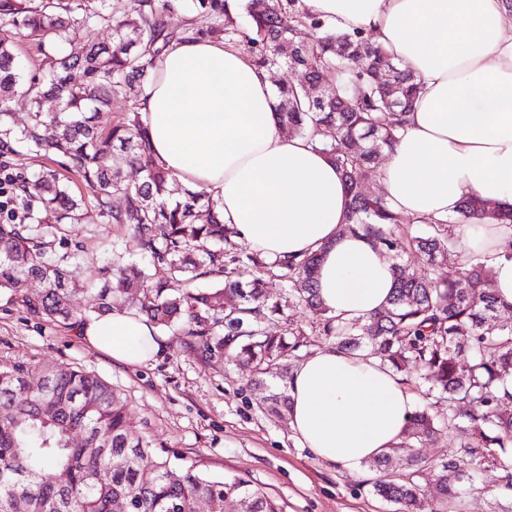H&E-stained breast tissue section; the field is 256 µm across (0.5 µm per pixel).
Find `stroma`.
<instances>
[{"label":"stroma","mask_w":512,"mask_h":512,"mask_svg":"<svg viewBox=\"0 0 512 512\" xmlns=\"http://www.w3.org/2000/svg\"><path fill=\"white\" fill-rule=\"evenodd\" d=\"M75 232L86 270L104 263L106 243L129 256L137 253L125 228L103 218ZM17 362L63 363L97 373L126 397L133 434L195 459L205 473L250 480L276 498L283 512L396 510L373 493L374 471L347 473L303 448L288 419L269 420L247 387L249 371L223 359L202 364L179 337L167 336L164 351L147 365L118 364L84 343L76 325L33 319L16 296L4 292L0 366ZM462 499L463 512H512V499L501 495L493 471L464 487Z\"/></svg>","instance_id":"35a3bbf8"}]
</instances>
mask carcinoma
I'll use <instances>...</instances> for the list:
<instances>
[{
	"label": "carcinoma",
	"instance_id": "cac0c4a2",
	"mask_svg": "<svg viewBox=\"0 0 512 512\" xmlns=\"http://www.w3.org/2000/svg\"><path fill=\"white\" fill-rule=\"evenodd\" d=\"M295 2L244 0L239 8L249 24L243 29L227 12L226 0H0V148L8 152L12 142H22L56 157L60 167L14 178V202L25 220L0 224V291L37 281L41 288L19 296L29 314L82 323L124 307L125 295L137 288V313L181 337L201 363L223 358L249 366L250 385L262 391L260 408L269 417L290 409L288 379L298 352L313 336L330 337L337 348L366 352L410 389L448 405L445 416L426 406L415 411L401 443L422 448L449 424L463 433L459 448L438 465L439 497L430 512H462L459 487L485 469L498 472L500 489L512 494V412L504 409L512 402V326L496 321L512 304L488 287L489 257L462 258L465 226L487 218L512 224V209L475 197L462 202L457 217H406L382 191L368 190L377 158L403 135L405 114L421 85L370 34L340 33ZM175 11L204 16L211 24L189 21L170 29L164 17ZM75 23L91 34L105 23L112 39L92 36L80 50L69 51L66 36ZM299 30L309 32L308 40H295ZM20 35L35 41L43 56L33 70L16 60ZM200 37L244 47L260 69L304 72L306 84L274 91L280 122L308 139L344 179L349 211L341 233L362 231L392 257L393 291L369 319L328 313L315 288L316 255L271 261L255 249L230 248L235 231L211 194L186 188L183 198H167L173 175L154 156L139 94L172 42ZM379 69L394 71L395 93L376 83L373 71ZM329 73L339 74L341 83L320 87ZM18 95L28 113L26 124L15 129L9 121ZM115 97L126 99L127 109L104 131L97 114ZM47 99L57 102L56 111H44ZM119 159L139 170V181L122 177ZM63 170L89 188L91 200L72 192ZM92 206L108 223L126 227L141 253L167 275L156 279L113 249L96 272H82L71 230L88 221ZM411 253L437 272L418 274L405 261ZM446 263L456 267L452 278L443 272ZM237 266L253 270L245 287L233 277ZM269 274L287 287L289 306L305 311V325H294L266 297ZM216 275L223 287L190 288L199 277ZM78 280L88 296L84 312L70 305ZM275 318L282 322L279 336L265 330ZM32 375L42 379L36 391L27 383ZM78 432L82 442L76 445ZM389 459L387 452L368 461L379 473L373 492L399 512H422L426 460L411 456L404 471L395 473ZM146 468L154 471L149 483L140 478ZM19 495L28 512H114L120 501L128 512H195L199 502L210 512H224L228 500L236 502L237 512H281L250 481L209 475L192 459L173 462L148 438L133 437L120 391L92 371L64 364L0 368V512H14Z\"/></svg>",
	"mask_w": 512,
	"mask_h": 512
}]
</instances>
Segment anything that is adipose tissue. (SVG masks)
Returning <instances> with one entry per match:
<instances>
[{
    "label": "adipose tissue",
    "instance_id": "1",
    "mask_svg": "<svg viewBox=\"0 0 512 512\" xmlns=\"http://www.w3.org/2000/svg\"><path fill=\"white\" fill-rule=\"evenodd\" d=\"M337 30L370 31L423 92L378 180L393 209L435 218L480 196L512 207V0H300ZM158 159L220 203L225 224L268 259L318 254L317 292L332 315L367 320L392 288L391 263L367 236L340 234L347 212L335 167L284 133L267 71L211 39L174 42L140 94ZM491 256L493 287L512 303V225L464 235ZM87 345L131 366L164 340L143 318L112 311L84 323ZM290 426L318 458L358 472L397 446L416 402L365 353L327 346L288 382Z\"/></svg>",
    "mask_w": 512,
    "mask_h": 512
}]
</instances>
